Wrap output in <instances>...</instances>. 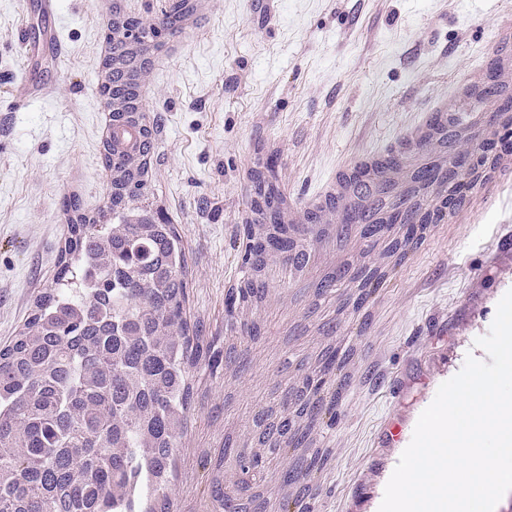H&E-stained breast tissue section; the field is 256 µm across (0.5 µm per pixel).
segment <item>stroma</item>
I'll return each mask as SVG.
<instances>
[{
  "mask_svg": "<svg viewBox=\"0 0 512 512\" xmlns=\"http://www.w3.org/2000/svg\"><path fill=\"white\" fill-rule=\"evenodd\" d=\"M173 35L177 51L143 80L161 116L151 173L156 201L177 224L189 262V311L216 346L238 331L224 297L242 278L241 229L250 212V172L277 155L281 188L297 207L319 197L359 155H381L439 101L456 107L482 82L495 49L512 71V0H193ZM113 0H60L65 51L25 61L19 41H39L38 0H0V344L47 287L67 232L65 196L97 209L105 121L102 21ZM51 83L49 94L15 102L20 84ZM386 266L383 288L353 308L342 287L327 309L332 336L310 351L336 353L320 415L298 447L270 465L273 497L292 512H378L398 463L381 430L400 422L411 441L438 387L467 356L486 359L488 333L512 290V154L486 171L451 216L430 225L402 263ZM181 440L194 469L189 512H215L196 448L224 435V371L198 369ZM310 466L307 479L283 475Z\"/></svg>",
  "mask_w": 512,
  "mask_h": 512,
  "instance_id": "1",
  "label": "stroma"
}]
</instances>
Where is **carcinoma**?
I'll return each mask as SVG.
<instances>
[{
	"label": "carcinoma",
	"mask_w": 512,
	"mask_h": 512,
	"mask_svg": "<svg viewBox=\"0 0 512 512\" xmlns=\"http://www.w3.org/2000/svg\"><path fill=\"white\" fill-rule=\"evenodd\" d=\"M187 2L168 0L160 17L113 24L134 28L136 54L144 57L177 31ZM500 74L495 57L468 104L491 102ZM160 128L159 118L144 124L135 93L127 92L125 111L112 113L103 157L112 170L110 203L88 212L79 198H64L69 229L57 269L15 336L0 346V512H162L159 500L172 492L194 372L214 366L217 350L187 315L189 266L177 225L165 216L128 219L158 214L149 171ZM495 136L480 145L489 168L512 153V130ZM474 151L449 163L433 210L395 219L404 235L392 250L463 202ZM277 165L267 158L253 182L251 207L269 232L248 239L242 265L249 270L270 254L288 256L294 246L279 221ZM386 280L374 268L357 287L366 297ZM265 289L264 281L243 277L238 292L225 296V313ZM236 467L244 482L263 478L256 461Z\"/></svg>",
	"instance_id": "cac0c4a2"
}]
</instances>
